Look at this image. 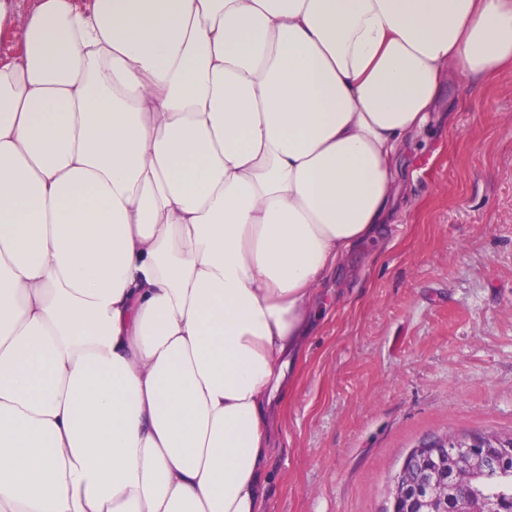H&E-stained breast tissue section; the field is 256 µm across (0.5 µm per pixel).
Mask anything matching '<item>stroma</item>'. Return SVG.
Here are the masks:
<instances>
[{
  "instance_id": "35a3bbf8",
  "label": "stroma",
  "mask_w": 512,
  "mask_h": 512,
  "mask_svg": "<svg viewBox=\"0 0 512 512\" xmlns=\"http://www.w3.org/2000/svg\"><path fill=\"white\" fill-rule=\"evenodd\" d=\"M399 215L326 297L265 469L270 512H388L433 433H512V72L457 77L399 157Z\"/></svg>"
}]
</instances>
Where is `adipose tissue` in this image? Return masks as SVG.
<instances>
[{"label": "adipose tissue", "instance_id": "ef3b65f1", "mask_svg": "<svg viewBox=\"0 0 512 512\" xmlns=\"http://www.w3.org/2000/svg\"><path fill=\"white\" fill-rule=\"evenodd\" d=\"M0 512H268L322 286L512 0H0Z\"/></svg>", "mask_w": 512, "mask_h": 512}]
</instances>
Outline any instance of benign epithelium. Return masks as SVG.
<instances>
[{
  "label": "benign epithelium",
  "instance_id": "benign-epithelium-1",
  "mask_svg": "<svg viewBox=\"0 0 512 512\" xmlns=\"http://www.w3.org/2000/svg\"><path fill=\"white\" fill-rule=\"evenodd\" d=\"M512 455L491 433L466 437L435 434L417 443L405 457L389 487V512H464L462 491L480 471L493 470Z\"/></svg>",
  "mask_w": 512,
  "mask_h": 512
}]
</instances>
